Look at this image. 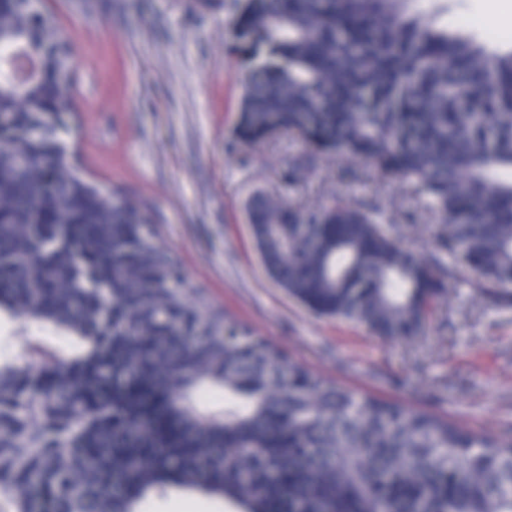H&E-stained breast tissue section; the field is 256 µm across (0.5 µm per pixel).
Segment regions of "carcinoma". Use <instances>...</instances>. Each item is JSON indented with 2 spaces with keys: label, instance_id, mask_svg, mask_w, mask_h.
I'll return each mask as SVG.
<instances>
[{
  "label": "carcinoma",
  "instance_id": "cac0c4a2",
  "mask_svg": "<svg viewBox=\"0 0 512 512\" xmlns=\"http://www.w3.org/2000/svg\"><path fill=\"white\" fill-rule=\"evenodd\" d=\"M415 0H233L244 62L235 127L245 143L303 144L286 177L320 154L405 180L443 225L442 250L491 299L512 293V47L451 35ZM55 41L25 14L0 15V55L16 37ZM67 58L17 98L37 122L66 84ZM46 133L27 166L0 148V314L31 308L67 349L30 342L43 368L0 355V512H136L154 492L197 490L239 512H512V435L484 437L446 418L342 389L235 326L202 289L177 288L176 258L133 222L119 193L67 174L43 198ZM53 209L63 224L25 230ZM246 217L269 275L313 313L373 334H420L457 279L386 231L368 202L276 201ZM112 296L108 343L94 301ZM168 311V322L156 317ZM209 387L232 401L199 398Z\"/></svg>",
  "mask_w": 512,
  "mask_h": 512
}]
</instances>
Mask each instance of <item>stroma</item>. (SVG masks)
Listing matches in <instances>:
<instances>
[{"label":"stroma","mask_w":512,"mask_h":512,"mask_svg":"<svg viewBox=\"0 0 512 512\" xmlns=\"http://www.w3.org/2000/svg\"><path fill=\"white\" fill-rule=\"evenodd\" d=\"M426 17L512 45V0H449ZM68 43L69 110L58 139L83 176L120 191L158 231L188 287L234 321L336 385L448 418L481 436L512 433V300L491 301L473 277L430 307V326L405 339L322 317L266 273L244 205L257 191L288 202L370 201L402 244L425 259L456 262L436 246L441 227L419 212L398 178L362 161L319 155L301 182L283 179L302 144L285 135L260 145L234 134L243 62L228 33L230 0H45ZM29 318L0 316V353L29 367ZM137 512H236L195 491L149 495Z\"/></svg>","instance_id":"1"}]
</instances>
